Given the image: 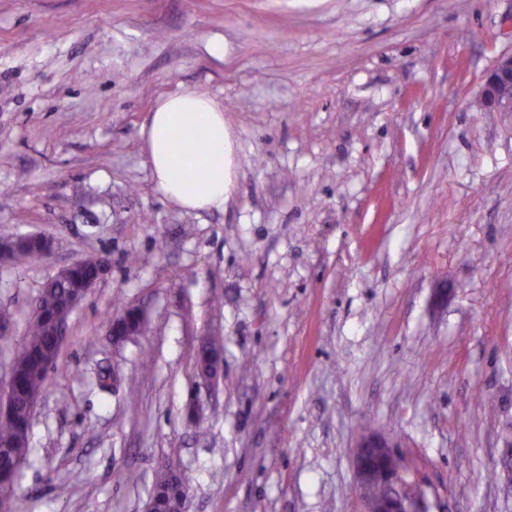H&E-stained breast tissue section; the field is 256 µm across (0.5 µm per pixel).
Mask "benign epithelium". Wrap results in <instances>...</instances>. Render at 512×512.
<instances>
[{
  "instance_id": "obj_1",
  "label": "benign epithelium",
  "mask_w": 512,
  "mask_h": 512,
  "mask_svg": "<svg viewBox=\"0 0 512 512\" xmlns=\"http://www.w3.org/2000/svg\"><path fill=\"white\" fill-rule=\"evenodd\" d=\"M482 106L491 112L512 114V54L504 53L497 57L486 72L480 94ZM201 377L214 385L223 376V356L217 353L210 369L200 372ZM14 383L13 372H8L6 385L0 390L4 399L0 400V418L9 417L11 390ZM395 439L387 434L367 432L359 438L352 454L356 489L363 502V512H427L417 484L407 478V470L401 458L393 451ZM500 472L512 482V438L503 441V453L499 462ZM384 481L391 492L387 496L370 493L371 485Z\"/></svg>"
}]
</instances>
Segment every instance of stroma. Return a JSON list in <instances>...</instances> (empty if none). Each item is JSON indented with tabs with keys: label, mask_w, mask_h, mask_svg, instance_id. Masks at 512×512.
Instances as JSON below:
<instances>
[{
	"label": "stroma",
	"mask_w": 512,
	"mask_h": 512,
	"mask_svg": "<svg viewBox=\"0 0 512 512\" xmlns=\"http://www.w3.org/2000/svg\"><path fill=\"white\" fill-rule=\"evenodd\" d=\"M510 52L512 0H0V240L54 242L0 263V382L42 286L109 264L32 413L26 512H143L167 463L188 512H362L370 428L428 512H512V114L476 105ZM186 89L224 108L220 212L164 199L143 150Z\"/></svg>",
	"instance_id": "1"
}]
</instances>
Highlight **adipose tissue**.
I'll list each match as a JSON object with an SVG mask.
<instances>
[{"mask_svg": "<svg viewBox=\"0 0 512 512\" xmlns=\"http://www.w3.org/2000/svg\"><path fill=\"white\" fill-rule=\"evenodd\" d=\"M143 148L156 190L188 211H223L233 181V145L223 108L194 90L157 101Z\"/></svg>", "mask_w": 512, "mask_h": 512, "instance_id": "ef3b65f1", "label": "adipose tissue"}]
</instances>
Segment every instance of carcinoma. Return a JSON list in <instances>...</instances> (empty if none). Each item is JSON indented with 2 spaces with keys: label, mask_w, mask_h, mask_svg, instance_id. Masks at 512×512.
Segmentation results:
<instances>
[{
  "label": "carcinoma",
  "mask_w": 512,
  "mask_h": 512,
  "mask_svg": "<svg viewBox=\"0 0 512 512\" xmlns=\"http://www.w3.org/2000/svg\"><path fill=\"white\" fill-rule=\"evenodd\" d=\"M9 250L11 261L25 263L40 258V252L32 247L0 243ZM91 266L74 268L68 279L44 288L35 299L32 320L23 343L15 351L12 367L18 381L13 400V413L9 420L0 421V488L13 486L17 465L29 453V428L32 415V398L43 395L48 384V363L59 356L61 343L53 335L51 322L61 312L67 300L84 287L92 278ZM176 476L166 466L155 474L153 489L173 488Z\"/></svg>",
  "instance_id": "1"
}]
</instances>
